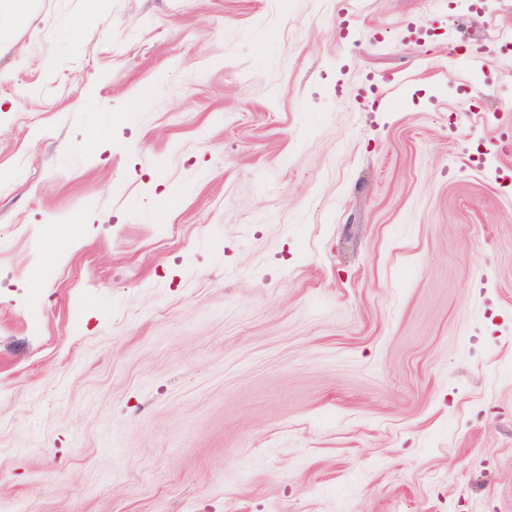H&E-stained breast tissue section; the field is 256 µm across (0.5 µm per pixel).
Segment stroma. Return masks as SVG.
Listing matches in <instances>:
<instances>
[{"label": "stroma", "instance_id": "obj_1", "mask_svg": "<svg viewBox=\"0 0 512 512\" xmlns=\"http://www.w3.org/2000/svg\"><path fill=\"white\" fill-rule=\"evenodd\" d=\"M512 0L0 13V512H512Z\"/></svg>", "mask_w": 512, "mask_h": 512}]
</instances>
